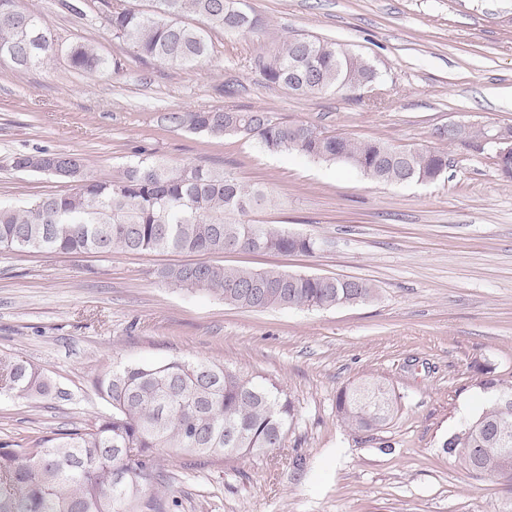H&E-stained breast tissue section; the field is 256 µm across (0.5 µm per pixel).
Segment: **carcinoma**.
Masks as SVG:
<instances>
[{
	"mask_svg": "<svg viewBox=\"0 0 512 512\" xmlns=\"http://www.w3.org/2000/svg\"><path fill=\"white\" fill-rule=\"evenodd\" d=\"M106 0H60L84 16ZM151 7L110 10L104 28L136 56L192 68L214 53L210 34H258L264 24L238 0H150ZM50 31L19 0H0V59L19 69L36 68L59 51L58 39L27 53ZM71 67L106 74L119 62L90 44L65 49ZM256 67L265 81L297 95L329 91L359 95L376 82L372 64L340 44L310 37L282 41ZM158 122L221 138L237 135L276 154L341 161L378 183L435 182L448 169V154L400 148L383 139L329 135L312 124L283 122L263 110L164 112ZM265 192L230 173L200 164L170 166L161 159L130 161L116 176L85 175L64 194L22 207L0 205V250L15 252H178L201 257L157 272L168 286L205 292L246 310L327 309L368 301L377 288L363 278H336L255 270L205 260L226 252L311 254L321 242L245 219ZM95 388L111 413L36 448L0 446V512H141L159 485L156 452L209 458L214 448L245 457L255 448H280L293 419L288 394L273 380L197 359L127 364L104 374ZM0 390L22 399L64 397L45 373L25 360L0 356ZM397 401L380 381L340 390L336 415L347 426L371 431L385 426ZM468 471L489 474L512 490V406L492 395L488 406L444 444Z\"/></svg>",
	"mask_w": 512,
	"mask_h": 512,
	"instance_id": "obj_1",
	"label": "carcinoma"
}]
</instances>
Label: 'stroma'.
Returning a JSON list of instances; mask_svg holds the SVG:
<instances>
[{
	"label": "stroma",
	"instance_id": "35a3bbf8",
	"mask_svg": "<svg viewBox=\"0 0 512 512\" xmlns=\"http://www.w3.org/2000/svg\"><path fill=\"white\" fill-rule=\"evenodd\" d=\"M258 35L213 32L212 60L191 69L145 61L96 16L59 0H20L60 43L94 45L120 64L101 76L58 55L39 69L0 61V201L26 203L69 182L13 166L38 149L79 154L116 175L147 154L208 165L263 188L249 218L322 240L304 254L216 255L371 280L375 299L325 310L240 309L168 287L179 254L0 251V355L39 367L64 398L0 393V445L30 447L109 414L95 380L123 364L204 359L278 382L294 405L280 448L189 462L157 454L158 512H501L493 476H473L443 445L486 405L483 364L512 382V181L488 153L439 139L464 122L512 126V0H241ZM313 36L369 58L374 97H301L268 84L254 60ZM262 109L329 134L447 151L433 183L382 184L340 162L269 154L255 143L170 130L161 113ZM369 379L401 409L363 432L336 416V394Z\"/></svg>",
	"mask_w": 512,
	"mask_h": 512
}]
</instances>
